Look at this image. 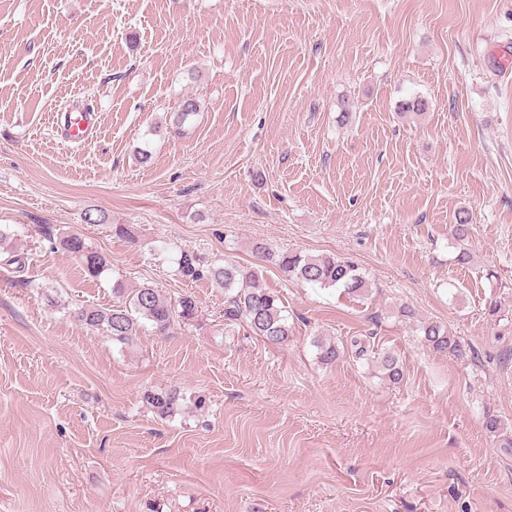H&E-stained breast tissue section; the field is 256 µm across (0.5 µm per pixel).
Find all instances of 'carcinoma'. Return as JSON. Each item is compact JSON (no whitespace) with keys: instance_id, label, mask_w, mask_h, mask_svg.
Returning a JSON list of instances; mask_svg holds the SVG:
<instances>
[{"instance_id":"obj_1","label":"carcinoma","mask_w":512,"mask_h":512,"mask_svg":"<svg viewBox=\"0 0 512 512\" xmlns=\"http://www.w3.org/2000/svg\"><path fill=\"white\" fill-rule=\"evenodd\" d=\"M201 105L197 98H182L178 110L170 113L169 129L182 131L185 122L197 114ZM472 218L466 210L455 215L454 235L463 239L471 229ZM59 247L72 256L86 274L100 277L108 270L106 259L78 234L60 239ZM255 250L264 261L275 266L288 280H296L321 288H341L349 294L360 295L367 291L368 283L351 261L334 256H310L301 253L273 252L262 244ZM179 275L188 280L206 278L218 288L224 289L226 297L224 319L229 322H244L250 331L267 342L282 344L288 341L290 326L288 317L283 315V306L275 292L260 284L258 273L234 261L224 260L222 264H207L193 252L181 251L176 257ZM115 301L108 308L92 305L80 306L70 313L73 319L85 329L108 336L113 342L130 346L141 332L144 322L149 321L158 331H166L175 319L192 320L196 314L195 300L182 296L172 302L160 290L151 285L129 288L117 279L112 285ZM423 344L439 353L462 357L467 348L460 337L437 322H423L419 325ZM319 359L325 364L335 362L339 347L331 342H316ZM383 378L397 384L403 379V369L397 358L388 353L380 358ZM146 403L161 416H170L180 407L179 394L172 391H150L144 394ZM485 431L498 438L499 447L512 448V434L505 424L493 414L483 421Z\"/></svg>"}]
</instances>
